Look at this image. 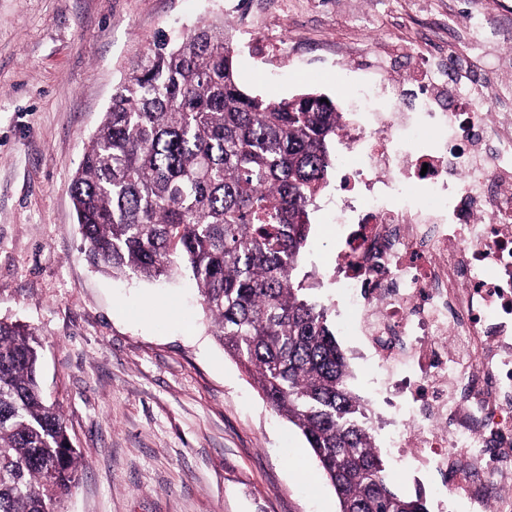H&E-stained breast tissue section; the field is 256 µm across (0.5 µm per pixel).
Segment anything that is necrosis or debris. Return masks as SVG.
<instances>
[{"label": "necrosis or debris", "instance_id": "obj_1", "mask_svg": "<svg viewBox=\"0 0 512 512\" xmlns=\"http://www.w3.org/2000/svg\"><path fill=\"white\" fill-rule=\"evenodd\" d=\"M457 67L382 109L361 89L330 278L398 467L469 512H512V113L489 71L462 85Z\"/></svg>", "mask_w": 512, "mask_h": 512}]
</instances>
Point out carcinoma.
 <instances>
[{
    "instance_id": "cac0c4a2",
    "label": "carcinoma",
    "mask_w": 512,
    "mask_h": 512,
    "mask_svg": "<svg viewBox=\"0 0 512 512\" xmlns=\"http://www.w3.org/2000/svg\"><path fill=\"white\" fill-rule=\"evenodd\" d=\"M344 121L323 94L245 92L226 30L203 23L131 61L69 191L94 263L194 281L224 352L304 437L340 512H429L390 485L333 310L298 279ZM40 349L0 320V512H51L80 466L42 395Z\"/></svg>"
}]
</instances>
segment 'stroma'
<instances>
[{"instance_id":"1","label":"stroma","mask_w":512,"mask_h":512,"mask_svg":"<svg viewBox=\"0 0 512 512\" xmlns=\"http://www.w3.org/2000/svg\"><path fill=\"white\" fill-rule=\"evenodd\" d=\"M484 22L478 46L448 40ZM224 24L241 88L324 94L362 122V84L421 77L425 50L476 53L512 91V0H0V319L34 328L40 384L85 466L55 512H339L303 436L228 356L195 285L112 277L88 257L69 185L132 56ZM302 265L336 253L327 208Z\"/></svg>"}]
</instances>
